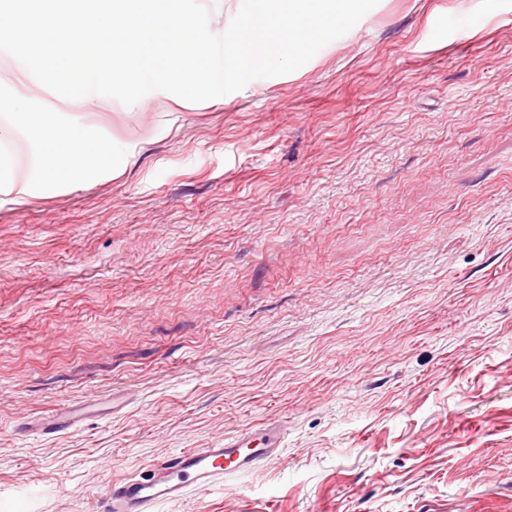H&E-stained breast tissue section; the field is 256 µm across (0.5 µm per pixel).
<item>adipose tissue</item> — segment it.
Masks as SVG:
<instances>
[{"mask_svg": "<svg viewBox=\"0 0 512 512\" xmlns=\"http://www.w3.org/2000/svg\"><path fill=\"white\" fill-rule=\"evenodd\" d=\"M0 113L6 117L0 123V144L20 134L45 147L49 154L46 164L18 178L11 156L0 153V181H7L10 191L20 197L100 173L102 161L119 149L117 143L104 142L69 122L64 114L31 111L10 96L0 94Z\"/></svg>", "mask_w": 512, "mask_h": 512, "instance_id": "ef3b65f1", "label": "adipose tissue"}]
</instances>
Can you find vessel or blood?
I'll return each instance as SVG.
<instances>
[{
	"label": "vessel or blood",
	"instance_id": "b4317fda",
	"mask_svg": "<svg viewBox=\"0 0 512 512\" xmlns=\"http://www.w3.org/2000/svg\"><path fill=\"white\" fill-rule=\"evenodd\" d=\"M283 425L270 421L209 448H188L155 463L148 475L114 483L107 512H154L156 505L185 499L190 491L207 490L224 478L254 471L278 456Z\"/></svg>",
	"mask_w": 512,
	"mask_h": 512
}]
</instances>
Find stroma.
Masks as SVG:
<instances>
[{"label":"stroma","instance_id":"35a3bbf8","mask_svg":"<svg viewBox=\"0 0 512 512\" xmlns=\"http://www.w3.org/2000/svg\"><path fill=\"white\" fill-rule=\"evenodd\" d=\"M1 71L125 149L0 194V512H105L273 418L279 458L156 512H512V0H379L200 103ZM73 423L74 418L71 416V411L67 408L58 411L48 418H43L37 424V427L45 434H56L68 430L72 427Z\"/></svg>","mask_w":512,"mask_h":512}]
</instances>
